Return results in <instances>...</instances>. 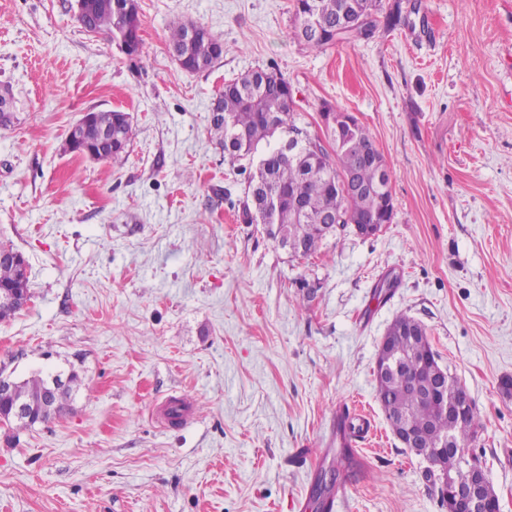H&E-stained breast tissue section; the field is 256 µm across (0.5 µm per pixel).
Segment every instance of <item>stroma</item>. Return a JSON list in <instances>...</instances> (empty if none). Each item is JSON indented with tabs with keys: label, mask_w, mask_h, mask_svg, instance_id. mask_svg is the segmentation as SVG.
I'll return each mask as SVG.
<instances>
[{
	"label": "stroma",
	"mask_w": 512,
	"mask_h": 512,
	"mask_svg": "<svg viewBox=\"0 0 512 512\" xmlns=\"http://www.w3.org/2000/svg\"><path fill=\"white\" fill-rule=\"evenodd\" d=\"M142 53L87 31L76 0H0V244L30 269L0 322V373L77 371L69 411L0 423V512H317L336 414L362 411L363 470L331 512H444L430 464L393 434L374 367L407 314L473 403L474 445L512 512V0H381L390 28L308 49L293 0H138ZM224 41L213 67L172 56L170 21ZM273 68L293 118L327 139L353 113L391 174L394 217L336 232L309 260L244 222L255 163L211 127L225 81ZM122 110V160L65 149L88 110ZM312 286L304 296L301 280ZM185 397L180 425L154 411Z\"/></svg>",
	"instance_id": "35a3bbf8"
}]
</instances>
